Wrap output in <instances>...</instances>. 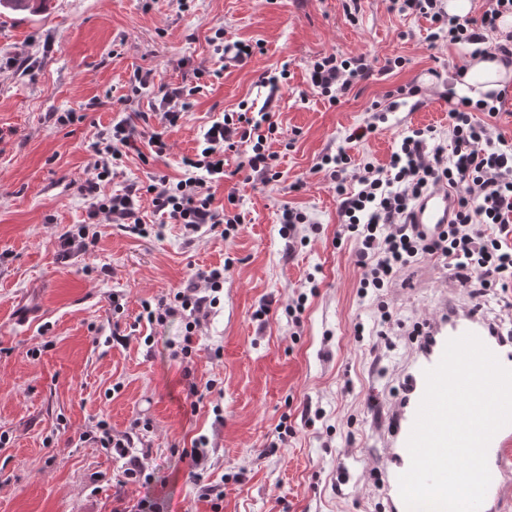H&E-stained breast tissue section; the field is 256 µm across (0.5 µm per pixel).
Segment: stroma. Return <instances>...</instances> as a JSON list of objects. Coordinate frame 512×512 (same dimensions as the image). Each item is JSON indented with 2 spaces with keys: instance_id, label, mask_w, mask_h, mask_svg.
I'll return each instance as SVG.
<instances>
[{
  "instance_id": "35a3bbf8",
  "label": "stroma",
  "mask_w": 512,
  "mask_h": 512,
  "mask_svg": "<svg viewBox=\"0 0 512 512\" xmlns=\"http://www.w3.org/2000/svg\"><path fill=\"white\" fill-rule=\"evenodd\" d=\"M347 3L48 0L33 15L0 13V512H136L144 501L153 512H213L196 494L200 480L223 485L220 512H405L380 481L391 422L423 358L411 332L439 320L446 304L468 306L469 294L429 263L401 272L386 295L396 321L384 345L375 300L357 294L352 248L336 242L334 185L316 165L341 146L353 163L386 164L412 128L447 138L448 80L468 55L429 42L428 19L389 11L385 0H359L354 17ZM220 27L261 52L225 65L210 42ZM332 51L366 55L377 69L335 106L308 83L310 62ZM398 56L405 67L383 73ZM200 66L205 86L167 130L165 155H130L106 193L181 177L204 129L243 105L259 111L260 75L283 70L269 142L279 178L257 184L241 155L227 153L212 192L218 206L235 198L243 218L229 236L186 242L146 198L140 217L161 236L105 223L92 253L60 260V236L86 218L77 187L94 175L90 143L117 111L152 109V96H129L134 71H151L161 87ZM405 84L421 86V104L391 113L367 141L347 142L371 104ZM66 112L76 121L53 124ZM286 206L306 212L319 232L299 227L305 243H288L279 232ZM220 266L224 292L183 362L173 354L183 321L148 323L141 304ZM302 293L297 326L286 308ZM264 303L261 326L253 314ZM116 329L125 343L111 342ZM191 381L215 384L196 408ZM372 397L377 407H368ZM309 407L322 412L312 426L302 418ZM101 419L113 432L136 431L134 453L150 481L125 483L123 459L82 441ZM283 422L291 433L282 446ZM201 435L208 463L197 475L184 451Z\"/></svg>"
}]
</instances>
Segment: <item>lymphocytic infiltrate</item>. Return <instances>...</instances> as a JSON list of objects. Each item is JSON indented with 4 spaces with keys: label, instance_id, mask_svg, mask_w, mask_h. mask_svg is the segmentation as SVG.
Returning a JSON list of instances; mask_svg holds the SVG:
<instances>
[{
    "label": "lymphocytic infiltrate",
    "instance_id": "1",
    "mask_svg": "<svg viewBox=\"0 0 512 512\" xmlns=\"http://www.w3.org/2000/svg\"><path fill=\"white\" fill-rule=\"evenodd\" d=\"M389 7L429 19L434 26L428 36L432 42L444 36L449 44L471 47L485 44L488 34L499 33L495 52L505 63H512V32L500 33L498 27L501 15L512 12V0H494L479 16L465 18L449 15L444 0H389ZM373 73L366 56L345 58L328 52L311 64L309 82L334 105ZM205 74V69H196L197 82L192 86L160 87L152 112L122 113L98 134L91 145L95 175L78 187L87 221L62 235V257L91 252L99 238L95 225L101 218L134 234L150 235V227L139 217L140 202L147 194L155 210L170 223L181 225L186 237L203 231L226 235L240 224L241 216L215 208L210 187L224 176L226 151L243 149L246 165L260 183L278 178L277 155L267 146L269 135L277 130L270 114L228 112L204 132L195 154L183 158L181 178L162 176L146 186L131 184L123 192L102 194V182L115 175L124 157L138 151L140 143H148L155 157L165 154L163 132L184 118ZM495 115V107L485 101H459L448 111L447 139H438L428 128L410 130L383 167L368 161L351 168L343 150L322 156L319 167L331 178L339 202L340 233L354 241L353 257L361 270L359 297H380L398 273L424 260L439 263L468 288L476 312L484 311L489 289L512 286V142L494 131ZM440 184L451 193L452 219L437 232L421 233L411 222L413 210L425 193ZM223 288V269H200L174 295L144 301L143 312L151 323L174 317L184 321L179 353L186 360L193 353L202 319L219 303ZM95 429L100 446L125 459L126 481L144 478L143 461L130 452L132 435L113 434L103 420Z\"/></svg>",
    "mask_w": 512,
    "mask_h": 512
}]
</instances>
